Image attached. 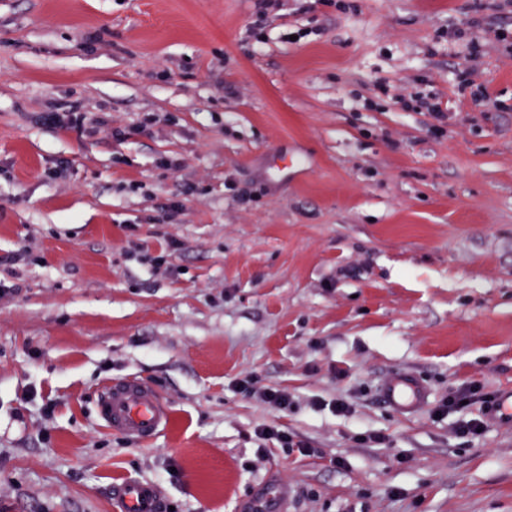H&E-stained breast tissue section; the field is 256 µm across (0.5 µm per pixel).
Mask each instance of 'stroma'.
<instances>
[{"label":"stroma","mask_w":512,"mask_h":512,"mask_svg":"<svg viewBox=\"0 0 512 512\" xmlns=\"http://www.w3.org/2000/svg\"><path fill=\"white\" fill-rule=\"evenodd\" d=\"M502 30L512 0H0V512L130 480L174 512L267 480L288 512H512V427L444 409L512 389ZM74 104L96 136L39 123ZM398 370L432 390L410 417ZM123 377L166 430L103 426ZM428 389L419 377L410 372L395 371L378 389L380 402L401 416L419 411L428 400ZM240 388L242 391L246 392L247 395H255L257 394L261 400L265 403H268L274 409L285 412L292 405V400L288 393L275 390V389H256L252 383V381H245L241 383Z\"/></svg>","instance_id":"stroma-1"}]
</instances>
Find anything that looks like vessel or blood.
I'll use <instances>...</instances> for the list:
<instances>
[{"mask_svg":"<svg viewBox=\"0 0 512 512\" xmlns=\"http://www.w3.org/2000/svg\"><path fill=\"white\" fill-rule=\"evenodd\" d=\"M380 402L402 416L419 411L428 400V389L419 377L396 371L378 389ZM98 413L112 431L136 439H148L170 423L165 401L149 386L133 378L112 381L102 391ZM121 512H160L161 493L151 482L127 481L116 486ZM288 488L270 482L250 495L242 512H285Z\"/></svg>","mask_w":512,"mask_h":512,"instance_id":"1","label":"vessel or blood"}]
</instances>
